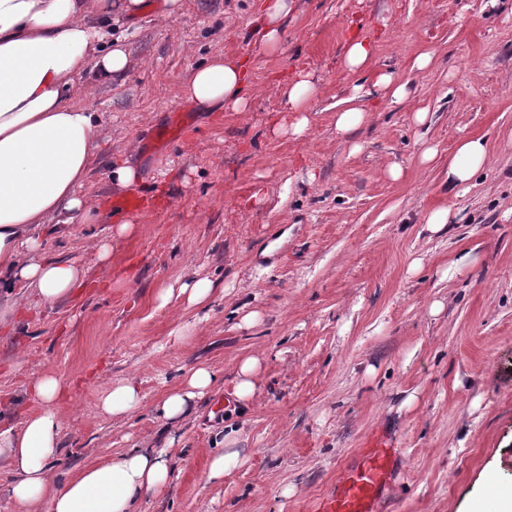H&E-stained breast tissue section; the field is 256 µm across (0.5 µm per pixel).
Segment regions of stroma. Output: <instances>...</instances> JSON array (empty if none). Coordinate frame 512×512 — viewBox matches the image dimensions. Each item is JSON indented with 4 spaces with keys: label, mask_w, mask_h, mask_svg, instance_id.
I'll use <instances>...</instances> for the list:
<instances>
[{
    "label": "stroma",
    "mask_w": 512,
    "mask_h": 512,
    "mask_svg": "<svg viewBox=\"0 0 512 512\" xmlns=\"http://www.w3.org/2000/svg\"><path fill=\"white\" fill-rule=\"evenodd\" d=\"M146 2L112 27L132 69L93 100L99 149L84 192L98 215L57 224L45 244L46 258L83 267L85 286L73 299H31L0 327V420L16 426L36 411L23 390L53 374L68 386L55 404L59 482L134 444L167 448L171 479L139 512H313L375 435L397 452L381 512H468L476 500L495 512L490 484L512 487V0L493 12L470 0H294L273 53L259 0H182L171 18L161 0ZM354 34L375 44L356 72L343 64ZM218 52L250 61V111L180 101L190 67ZM422 52L433 61L414 69ZM387 69L408 100L367 99L370 122L339 138L350 88ZM297 72L321 93L295 140L274 132L288 105L271 83ZM418 108L426 125L413 121ZM182 110L191 129L155 150L152 132ZM465 135L487 140L492 165L454 195L448 157ZM427 145L437 155L425 165ZM119 159L161 204L132 218L103 266L90 246L109 233ZM448 206L462 222L429 232L427 213ZM284 225L287 241L265 258ZM463 252L470 261L456 266ZM197 275L218 285L207 304L159 307L158 288ZM249 312L257 322L241 327ZM250 355L263 365L245 407L232 396ZM201 364L221 383L164 429L157 403ZM118 379L141 395L120 420L99 409ZM228 439L247 461L208 480Z\"/></svg>",
    "instance_id": "stroma-1"
}]
</instances>
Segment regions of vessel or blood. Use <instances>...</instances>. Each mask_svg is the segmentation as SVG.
Listing matches in <instances>:
<instances>
[{"label":"vessel or blood","mask_w":512,"mask_h":512,"mask_svg":"<svg viewBox=\"0 0 512 512\" xmlns=\"http://www.w3.org/2000/svg\"><path fill=\"white\" fill-rule=\"evenodd\" d=\"M189 123L184 114L174 113L171 122L155 134L158 145L165 146L184 136ZM152 190L143 189L126 196L122 210L139 215L157 207ZM391 477L390 453L383 442L371 443L357 462L344 469L336 489L319 501L316 512H379L380 501Z\"/></svg>","instance_id":"1"}]
</instances>
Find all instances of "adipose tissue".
<instances>
[{
	"instance_id": "1",
	"label": "adipose tissue",
	"mask_w": 512,
	"mask_h": 512,
	"mask_svg": "<svg viewBox=\"0 0 512 512\" xmlns=\"http://www.w3.org/2000/svg\"><path fill=\"white\" fill-rule=\"evenodd\" d=\"M145 0H0V322H14L24 300L69 299L81 270L68 260L43 256V229L53 218L90 217L96 203L83 188L97 148L99 120L90 104L74 101L76 80L90 86L123 79L131 68L124 39L110 21L133 17ZM249 73L243 60L216 53L195 64L182 81L181 101L245 112ZM275 89L294 112L288 134L302 137L319 87L299 73ZM376 93L393 104L407 101L406 84L393 72L378 74L372 89L354 86L350 104L336 114L338 134L351 135L369 119L361 99ZM491 162L484 137H462L448 158L449 191L467 190ZM218 375L201 366L158 403L159 418L178 426L215 388ZM65 391L53 375L37 378L27 395L40 405L21 426L0 423V464L12 480L5 512H137L141 498L166 486L168 454L137 446L58 483L61 420L54 408Z\"/></svg>"
}]
</instances>
